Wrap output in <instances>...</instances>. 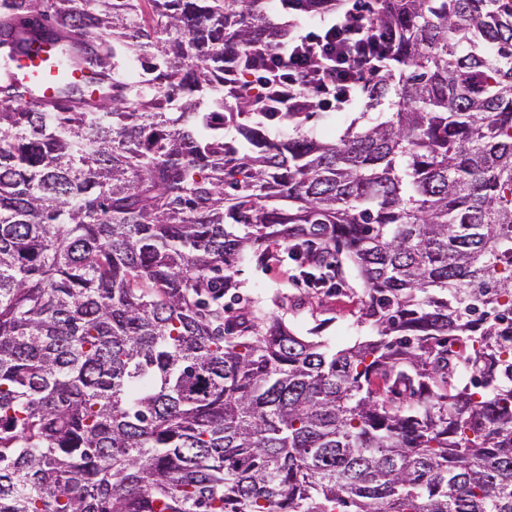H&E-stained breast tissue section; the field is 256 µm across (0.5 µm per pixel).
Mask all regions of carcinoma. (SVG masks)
<instances>
[{
	"label": "carcinoma",
	"mask_w": 512,
	"mask_h": 512,
	"mask_svg": "<svg viewBox=\"0 0 512 512\" xmlns=\"http://www.w3.org/2000/svg\"><path fill=\"white\" fill-rule=\"evenodd\" d=\"M364 6L386 71L317 136L269 0H0V512H512V0ZM317 241L374 334L230 314ZM27 75L39 85L40 95L51 99L53 94V76L55 75L52 51L46 49L35 57L23 61Z\"/></svg>",
	"instance_id": "cac0c4a2"
}]
</instances>
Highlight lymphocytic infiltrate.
I'll list each match as a JSON object with an SVG mask.
<instances>
[{"label": "lymphocytic infiltrate", "mask_w": 512, "mask_h": 512, "mask_svg": "<svg viewBox=\"0 0 512 512\" xmlns=\"http://www.w3.org/2000/svg\"><path fill=\"white\" fill-rule=\"evenodd\" d=\"M382 40L356 4L314 26L295 24L289 43L268 57L262 81L283 88L286 100L309 91L324 111H343L358 98L361 74L376 67Z\"/></svg>", "instance_id": "lymphocytic-infiltrate-1"}]
</instances>
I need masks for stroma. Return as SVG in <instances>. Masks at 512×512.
I'll use <instances>...</instances> for the list:
<instances>
[{
  "label": "stroma",
  "instance_id": "35a3bbf8",
  "mask_svg": "<svg viewBox=\"0 0 512 512\" xmlns=\"http://www.w3.org/2000/svg\"><path fill=\"white\" fill-rule=\"evenodd\" d=\"M297 271L282 248L263 263L244 261L236 274L240 298L231 303L232 312L282 318L295 334L318 337L333 349L369 335L360 323L364 284L350 262H343L339 276L311 288L295 283Z\"/></svg>",
  "mask_w": 512,
  "mask_h": 512
}]
</instances>
